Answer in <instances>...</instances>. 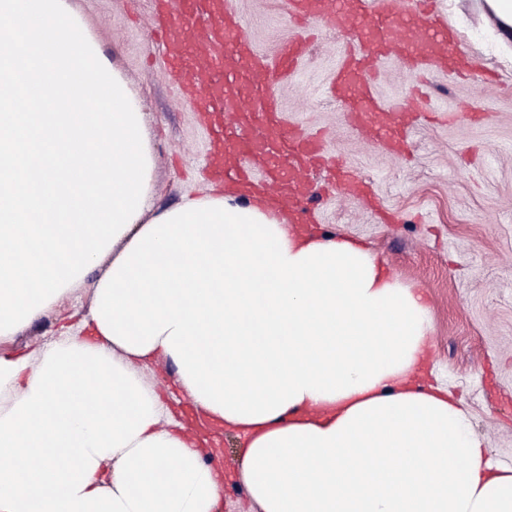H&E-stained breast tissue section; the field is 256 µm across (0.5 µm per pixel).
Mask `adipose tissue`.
I'll use <instances>...</instances> for the list:
<instances>
[{"instance_id":"adipose-tissue-1","label":"adipose tissue","mask_w":512,"mask_h":512,"mask_svg":"<svg viewBox=\"0 0 512 512\" xmlns=\"http://www.w3.org/2000/svg\"><path fill=\"white\" fill-rule=\"evenodd\" d=\"M14 24L36 74L0 53V512H218V453L140 376L160 359L237 433L258 512H512V468L419 380L422 291L261 201L153 209L140 103L80 17L0 0ZM88 278L82 331L12 351Z\"/></svg>"}]
</instances>
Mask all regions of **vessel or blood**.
<instances>
[{"instance_id": "b4317fda", "label": "vessel or blood", "mask_w": 512, "mask_h": 512, "mask_svg": "<svg viewBox=\"0 0 512 512\" xmlns=\"http://www.w3.org/2000/svg\"><path fill=\"white\" fill-rule=\"evenodd\" d=\"M162 43L180 51L172 65L186 103L223 115L203 163L205 174L242 188L262 187L288 205L296 218L306 194L305 175L317 171L349 195L359 194L361 177L327 160L320 141L281 119L279 103L268 91L271 78L293 73L304 54L302 41L282 42L274 58L259 53L245 32L232 0H158ZM295 16H316L329 28H358V44L341 50L329 88L355 127H368L377 144L400 139L396 112L375 94L370 74L375 62L399 58L412 72L446 66L437 46L448 26L433 0H401L371 9L368 0H289Z\"/></svg>"}]
</instances>
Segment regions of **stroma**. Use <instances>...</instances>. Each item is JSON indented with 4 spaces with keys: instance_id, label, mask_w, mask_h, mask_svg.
Here are the masks:
<instances>
[{
    "instance_id": "1",
    "label": "stroma",
    "mask_w": 512,
    "mask_h": 512,
    "mask_svg": "<svg viewBox=\"0 0 512 512\" xmlns=\"http://www.w3.org/2000/svg\"><path fill=\"white\" fill-rule=\"evenodd\" d=\"M144 104L155 156L153 207H172L185 194L209 192L200 162L212 139L202 113L180 104L172 89L168 50L153 34L155 0H68ZM256 48L274 57L280 42L308 36L305 55L276 85L281 117L322 133L329 154L365 178L375 206L344 198L311 177L304 206L312 227L366 246L405 286L431 301L433 358L428 377L443 383L469 415L494 465L512 467V59L478 24L475 0H461L448 21L472 69L487 79L474 87L456 73L428 72L419 88L428 111L412 124L403 153L365 139L328 93L340 50L356 40L311 21L298 24L287 0H235ZM411 76L383 60L376 85L382 102L405 109ZM90 283L56 313L31 324L12 346L22 351L77 325ZM237 438L223 435V512H254L234 476Z\"/></svg>"
}]
</instances>
